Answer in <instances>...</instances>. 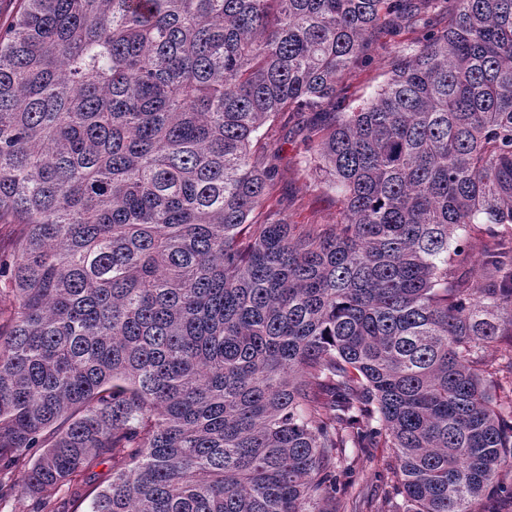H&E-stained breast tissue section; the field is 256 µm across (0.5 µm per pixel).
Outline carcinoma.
I'll return each instance as SVG.
<instances>
[{"label": "carcinoma", "instance_id": "1", "mask_svg": "<svg viewBox=\"0 0 512 512\" xmlns=\"http://www.w3.org/2000/svg\"><path fill=\"white\" fill-rule=\"evenodd\" d=\"M19 0L0 26V501L28 512H376L512 495V0ZM421 25L373 96L379 22ZM341 218L262 207L252 150L320 112ZM112 464V481L89 485ZM510 336H504V342L498 350H490L486 353L485 362L486 369L491 374H497L499 377L503 373L509 375L510 360L508 355V341ZM499 372V374H498ZM347 463L343 462L340 470L350 464V470L340 472V483L348 484V493L343 501L348 509L354 507L357 497V510L369 512L375 510L379 501L391 496L397 482L394 472L396 465L392 448H347ZM353 497V504H352Z\"/></svg>", "mask_w": 512, "mask_h": 512}]
</instances>
